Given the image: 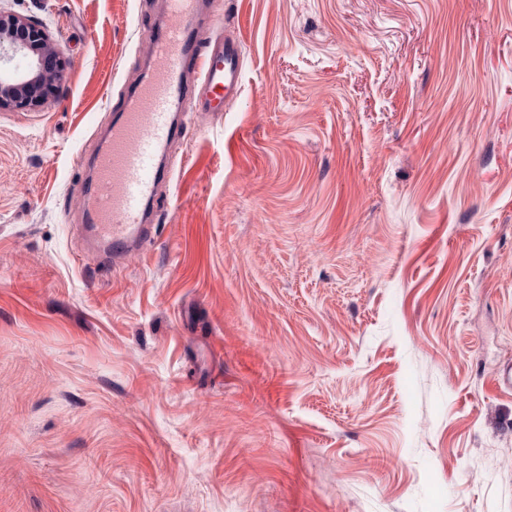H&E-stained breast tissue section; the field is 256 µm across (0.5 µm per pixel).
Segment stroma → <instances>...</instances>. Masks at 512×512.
Listing matches in <instances>:
<instances>
[{
    "mask_svg": "<svg viewBox=\"0 0 512 512\" xmlns=\"http://www.w3.org/2000/svg\"><path fill=\"white\" fill-rule=\"evenodd\" d=\"M165 0H0L70 67L0 111V512H512V0H217L241 93L155 239L86 159Z\"/></svg>",
    "mask_w": 512,
    "mask_h": 512,
    "instance_id": "35a3bbf8",
    "label": "stroma"
}]
</instances>
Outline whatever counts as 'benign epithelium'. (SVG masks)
<instances>
[{"mask_svg": "<svg viewBox=\"0 0 512 512\" xmlns=\"http://www.w3.org/2000/svg\"><path fill=\"white\" fill-rule=\"evenodd\" d=\"M0 52L30 60L24 77L0 82V111H38L58 97L70 61L39 20L0 10Z\"/></svg>", "mask_w": 512, "mask_h": 512, "instance_id": "obj_1", "label": "benign epithelium"}]
</instances>
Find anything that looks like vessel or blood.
Instances as JSON below:
<instances>
[{
	"instance_id": "obj_1",
	"label": "vessel or blood",
	"mask_w": 512,
	"mask_h": 512,
	"mask_svg": "<svg viewBox=\"0 0 512 512\" xmlns=\"http://www.w3.org/2000/svg\"><path fill=\"white\" fill-rule=\"evenodd\" d=\"M166 6L169 22L147 34L150 73L114 113L83 198L81 231L108 270L156 234L146 211L157 204L168 179L158 157L177 134L171 115L176 102L191 97L196 110L220 112L241 90L239 44L209 37L199 0H167Z\"/></svg>"
}]
</instances>
